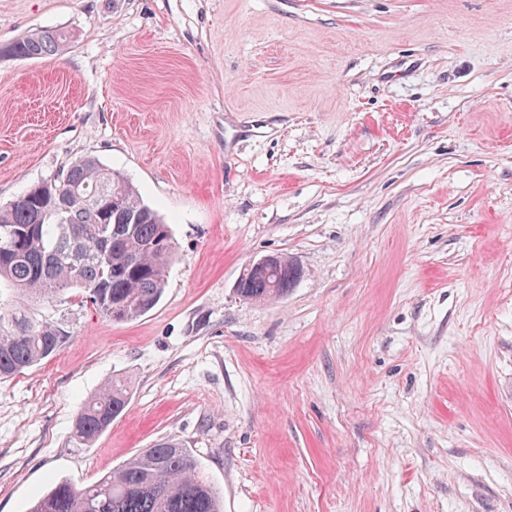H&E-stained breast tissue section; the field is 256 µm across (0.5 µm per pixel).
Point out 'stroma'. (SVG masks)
Instances as JSON below:
<instances>
[{"label": "stroma", "instance_id": "obj_1", "mask_svg": "<svg viewBox=\"0 0 512 512\" xmlns=\"http://www.w3.org/2000/svg\"><path fill=\"white\" fill-rule=\"evenodd\" d=\"M80 157L177 258L137 320L70 295L0 380V512L167 439L224 512H512V0H0V205ZM270 254L299 278L245 300ZM67 42L65 33L58 30H40L16 41L10 52L27 59L53 55ZM279 261L282 262V265L286 266L288 274L284 269H276L269 274L249 271V267L261 269L273 262ZM249 267L245 268L240 279V288H238V292L244 299L251 301H269L281 297L288 292V288H285V286L288 282V287H290L291 275L287 258L282 256H265L256 263L249 265ZM131 388L125 379H112L102 389L84 402L76 414L73 439L84 448L102 435L127 408Z\"/></svg>", "mask_w": 512, "mask_h": 512}]
</instances>
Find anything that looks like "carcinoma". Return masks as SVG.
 I'll return each instance as SVG.
<instances>
[{
	"label": "carcinoma",
	"instance_id": "cac0c4a2",
	"mask_svg": "<svg viewBox=\"0 0 512 512\" xmlns=\"http://www.w3.org/2000/svg\"><path fill=\"white\" fill-rule=\"evenodd\" d=\"M66 42L61 31L40 30L10 52L38 59ZM55 176L54 200H43L39 183L26 200L0 207V283L16 298L11 309H0V379L39 364L68 339L59 320L35 313L30 302L54 304L77 290L100 317L133 321L159 303L176 257L169 225L123 174L87 157ZM286 285L283 269H246L238 292L269 301L286 294ZM130 398L128 382L116 378L85 401L74 420L75 444L90 447ZM29 512H224V501L192 450L168 439L86 486L55 483Z\"/></svg>",
	"mask_w": 512,
	"mask_h": 512
}]
</instances>
